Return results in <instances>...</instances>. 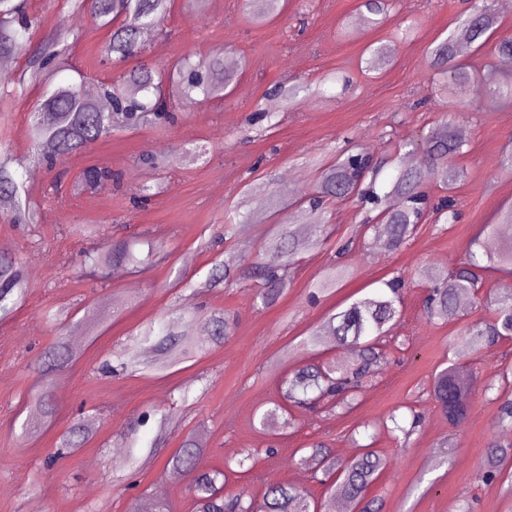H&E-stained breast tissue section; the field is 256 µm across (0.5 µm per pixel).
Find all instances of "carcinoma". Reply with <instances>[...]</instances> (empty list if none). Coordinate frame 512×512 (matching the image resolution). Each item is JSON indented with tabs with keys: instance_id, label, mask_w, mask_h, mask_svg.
Segmentation results:
<instances>
[{
	"instance_id": "1",
	"label": "carcinoma",
	"mask_w": 512,
	"mask_h": 512,
	"mask_svg": "<svg viewBox=\"0 0 512 512\" xmlns=\"http://www.w3.org/2000/svg\"><path fill=\"white\" fill-rule=\"evenodd\" d=\"M64 6L77 13H89L95 24L110 30L109 39L101 49L102 60L117 65L137 55L143 49L142 36L147 29L163 30L171 10V0H63ZM392 0H364L359 4L360 15L371 25L382 23L390 12ZM36 19L26 13L25 0H0V64L12 59L19 42L29 35ZM71 34L55 32L43 38L25 65L16 73L13 82L0 86V101L21 98L30 86L43 87L41 102L34 106L28 131L30 139L38 146L45 142L52 149L42 153L48 166L83 152L120 128L133 129L156 122V116L170 113V88H177L185 105L198 103L192 93L199 92L203 100L224 97L234 89V71L224 67V57L210 55L195 62L187 61L176 71L164 74L146 64L128 70L113 81H100L94 93L83 89V82L69 77L59 79V74L69 70ZM502 57L512 58V35L500 32L497 17L489 0H480L464 18H458L448 35L435 46L428 48V66L432 83L452 97L450 104L463 98L472 87L479 85L503 101L512 100V81L502 79L492 72L479 74L476 69L458 59L462 44L482 50L487 44ZM364 70L375 72L392 61L388 44H371L365 50ZM309 91L296 85L278 89L290 109L300 104L299 93ZM421 150L423 160L415 167H399L397 174L377 192L376 182L382 162L374 160L369 152H356L345 158L322 161L318 164L319 178L312 193L299 203L300 223L317 227L326 224L323 205L332 198L356 199L371 206L376 212L372 230L378 246L396 251L409 241L414 228L421 223L427 211L435 214V222L453 224L459 217L456 199L443 196L436 202L429 200L427 179L433 178L448 191L464 177V172L454 165V158L462 143L444 122L431 131L420 144L412 145ZM112 183V170L90 166L78 179L81 189L98 191ZM0 200L10 202L12 220L23 224H36L38 213L30 207L24 179L15 168V159L0 152ZM512 224V206L499 212L497 222L481 225L472 239L470 252L452 274L434 272L432 288L426 298V313L433 321L443 323L459 319L460 299L468 296L475 306L488 308L492 317L479 318L465 323L458 329L450 344L456 349L457 360L442 369L433 379L430 397L441 409L448 423L460 427L468 418L471 400L485 396L494 389V383H477V377L459 359L480 353L512 339V290L498 291L486 285V273L512 275V243L496 244L499 226ZM322 239L302 234L291 224H275L259 250L282 254L284 261L276 265L249 264L232 269L223 264L214 265L206 278L199 282L187 281L185 287L198 292H208L233 283H254L253 300L269 307L278 302L290 285L291 260L317 248ZM353 238L336 241V261L324 269L312 285L316 293L334 291L352 275V265L345 262L357 249ZM115 263H124L138 269L145 260L139 258L134 246L115 242L88 252L85 265L103 270ZM405 277L396 275L384 282V287L365 297L353 300L340 311L329 315L310 335L303 345L311 348L320 343L321 337L331 336L338 346H352L357 359L350 364L315 363L304 365L283 375L281 395L283 403L271 402L261 415L260 425L267 427L279 418L284 405L301 409H314L321 401H331L347 409L352 408L363 382L378 370L384 356L383 343L397 322L401 312L402 291ZM26 284L16 258L0 254V318L9 316L23 304ZM47 317L59 325L61 333L44 351L45 368L49 371L64 368L75 362L79 354L70 346L66 333L77 325L65 324L55 313ZM198 331L210 332L217 340L233 335V322L222 312L193 318ZM136 354H125V361L115 368L116 373L131 369L144 374L163 372L188 356L192 340L178 329V319L157 331L153 326L139 332ZM34 405L42 414L51 418L56 412L49 391L33 397ZM395 439L406 445L419 431L423 417L411 412L410 420H397L390 416ZM498 435L512 431V400L504 401L495 420ZM84 424L70 426L59 437L57 454L80 448L87 441ZM206 448L194 437L186 438L180 448L167 459V464L192 475L189 490L196 503V512H315L317 505L309 493L290 484H271L262 499L241 491L231 497L224 496L219 481L226 479L220 470H201L199 466ZM299 464L313 470L315 481L328 487L329 494L342 499L349 512H384L385 502L380 497H368L370 487L386 466V461L370 445L358 448L346 462L337 461L323 442L309 447L300 456ZM501 480L512 491V444L503 445L490 441L483 465L475 473V480L489 483Z\"/></svg>"
}]
</instances>
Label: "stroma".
<instances>
[{"label":"stroma","instance_id":"1","mask_svg":"<svg viewBox=\"0 0 512 512\" xmlns=\"http://www.w3.org/2000/svg\"><path fill=\"white\" fill-rule=\"evenodd\" d=\"M358 5L283 0L278 15L256 22L246 16V0H173L167 32L152 33L142 63L163 70L188 56L220 54L235 61L233 92L180 112L174 123L113 132L52 170L35 162L37 149L27 134L40 87L0 113V146L20 162L32 204L43 214L42 224L28 228L11 223L0 209V253L20 261L28 286L24 303L0 320V512H133L156 498L170 512H194L189 474L165 494L156 492L167 459L194 432L207 448L203 466L226 471L229 496L245 490L259 498L268 484L290 483L330 505L324 486L298 463L303 448L321 441L336 453L370 442L387 461L371 488L384 499L386 512H456L462 503L471 512H512V494L501 483L473 478L493 436L499 403L491 396L474 399L461 428L448 424L428 393L452 356L448 338L458 325L430 321L423 310L429 285L424 268L457 267L479 226L493 223L497 210L512 204V175L497 172L498 156L512 139V103L475 94L471 110L459 115L431 90L427 49L447 35L468 0H396L384 24L363 23L346 33ZM29 11L39 26L15 54L20 65L68 13L61 0H29ZM406 26L410 36L393 39ZM74 30L79 38L71 55L78 68L92 81L112 78L99 54L108 30L86 13ZM386 40L393 43L392 62L378 72L363 71L364 48ZM281 85H310L314 92L298 111L277 107V123L269 128L261 115ZM444 120L469 130L455 158L466 171L453 191L457 223L426 219L393 252L376 247L373 233L362 234V247L350 258L353 276L315 300L310 284L335 260L328 245L296 257L290 288L271 307L254 302L243 286L204 294L185 288L187 280H203L214 259L235 265L259 255L255 243L262 233L292 222L297 201L312 192L317 160L354 146L402 164L406 143L425 138ZM198 143L209 152L188 164L184 151ZM146 152L161 154L163 167L142 164ZM90 165L111 168L120 186L70 195L79 172ZM268 172L278 176L277 187L266 184ZM145 184L156 187V195L134 204L133 193ZM246 191L261 202L248 215L238 208ZM61 196L68 197L67 205H58ZM77 224L98 225L102 243L135 240L138 256L148 257L152 243L160 252L140 272L91 278L83 253L93 242L73 233ZM228 224L234 227L231 240L213 252L199 250L201 240L222 234ZM399 273L406 279L402 313L390 331L386 358L364 383L357 406L304 411L294 427L262 428L259 418L278 396L281 371L315 359L349 363L356 357L329 338L302 351L308 333ZM49 310L67 313L82 327L68 338L79 361L45 375L38 363L55 337L44 317ZM213 310L234 317L233 336L220 342L198 337V350L167 376L101 372L103 363L118 364L137 344L143 326L161 327L174 315L186 332L191 313ZM46 384L57 408L50 421L30 406ZM408 405L422 412L423 425L403 447L383 424ZM144 412L150 420L136 426ZM77 417L92 428L86 444L45 468Z\"/></svg>","mask_w":512,"mask_h":512}]
</instances>
